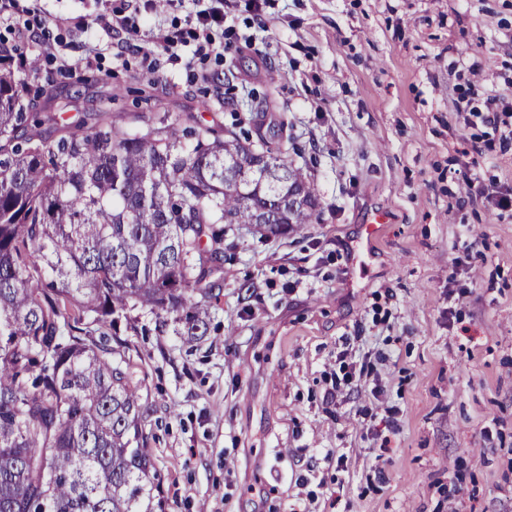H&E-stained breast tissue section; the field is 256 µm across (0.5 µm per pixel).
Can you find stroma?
<instances>
[{
  "mask_svg": "<svg viewBox=\"0 0 512 512\" xmlns=\"http://www.w3.org/2000/svg\"><path fill=\"white\" fill-rule=\"evenodd\" d=\"M112 0H47L57 42ZM223 56L194 68L102 51L59 72L35 43L22 103L74 125L101 101L230 126L303 169L317 223L284 237L228 226L207 336L136 310L109 343L140 386L166 512H512V222L458 207L463 174L512 186V151L477 155L457 105L512 89V0H224ZM193 68V69H194ZM288 125L280 136L272 127ZM371 267L350 260L373 212ZM472 249L482 261L457 269ZM357 389L326 398L338 356Z\"/></svg>",
  "mask_w": 512,
  "mask_h": 512,
  "instance_id": "obj_1",
  "label": "stroma"
}]
</instances>
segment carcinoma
I'll return each instance as SVG.
<instances>
[{
  "mask_svg": "<svg viewBox=\"0 0 512 512\" xmlns=\"http://www.w3.org/2000/svg\"><path fill=\"white\" fill-rule=\"evenodd\" d=\"M0 66V512H164L149 409L110 329L141 308L208 332L224 225L286 236L320 198L288 158L171 112H104L55 140Z\"/></svg>",
  "mask_w": 512,
  "mask_h": 512,
  "instance_id": "carcinoma-1",
  "label": "carcinoma"
}]
</instances>
